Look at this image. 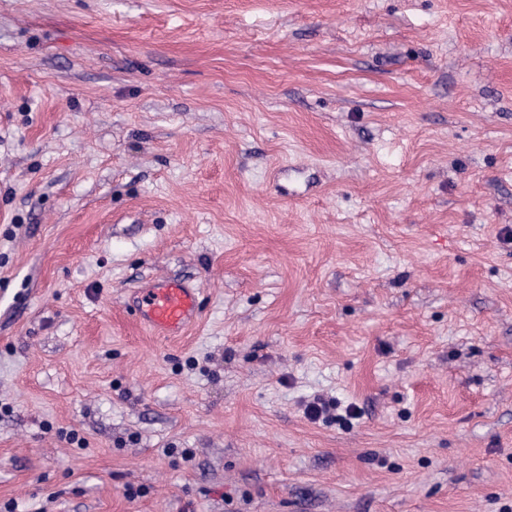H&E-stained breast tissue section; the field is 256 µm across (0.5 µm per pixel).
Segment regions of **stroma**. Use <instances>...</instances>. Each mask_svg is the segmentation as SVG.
Instances as JSON below:
<instances>
[{"label": "stroma", "instance_id": "obj_1", "mask_svg": "<svg viewBox=\"0 0 512 512\" xmlns=\"http://www.w3.org/2000/svg\"><path fill=\"white\" fill-rule=\"evenodd\" d=\"M0 512H512V0H0ZM134 313L154 335L180 336L201 313L198 292L179 280L158 279L142 288Z\"/></svg>", "mask_w": 512, "mask_h": 512}]
</instances>
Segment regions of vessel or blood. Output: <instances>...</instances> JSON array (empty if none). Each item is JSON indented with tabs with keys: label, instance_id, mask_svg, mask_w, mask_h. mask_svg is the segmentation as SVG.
<instances>
[{
	"label": "vessel or blood",
	"instance_id": "obj_1",
	"mask_svg": "<svg viewBox=\"0 0 512 512\" xmlns=\"http://www.w3.org/2000/svg\"><path fill=\"white\" fill-rule=\"evenodd\" d=\"M134 313L154 335L169 337L182 335L198 319L201 307L196 289L178 280L159 279L140 291Z\"/></svg>",
	"mask_w": 512,
	"mask_h": 512
}]
</instances>
